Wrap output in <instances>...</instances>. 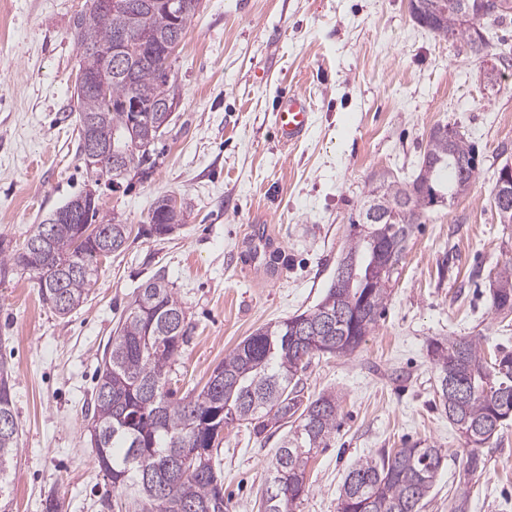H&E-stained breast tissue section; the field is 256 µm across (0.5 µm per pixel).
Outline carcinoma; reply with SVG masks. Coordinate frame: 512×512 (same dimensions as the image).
<instances>
[{
	"label": "carcinoma",
	"instance_id": "carcinoma-1",
	"mask_svg": "<svg viewBox=\"0 0 512 512\" xmlns=\"http://www.w3.org/2000/svg\"><path fill=\"white\" fill-rule=\"evenodd\" d=\"M72 19L71 35L79 56L78 72L93 78L90 86L74 85L78 150L84 152L90 131L112 136L116 148L147 173L150 147L164 133L157 107L176 98L169 79L172 60L167 49L174 30L185 32L197 8L170 13L160 0H119L114 10L97 7V0ZM444 12L422 9L412 15L420 26L444 40L459 41L478 59L490 52L485 34L460 22L463 7L502 19L512 15V0H447ZM126 38V70L114 72L105 52L117 35ZM478 162L475 144L460 133L453 144L444 138L427 143L418 174L400 181L382 173L369 185L364 202L381 199L396 210L389 223L370 224L368 231L349 234L343 254L355 260L357 272L368 277L373 244H388L386 260L401 262L413 227L438 206L465 193L476 178L469 166ZM181 223L182 214L165 216L153 208L150 231L159 236L167 222ZM83 223L105 234L114 254L123 249L129 225L107 217L100 198L83 216ZM80 225L48 216L28 229L23 246L43 243L56 257L78 268L70 275L52 264L31 267L18 249L0 242V276L18 269L33 274L44 303L65 317L83 305L97 282L100 260L97 237L79 240ZM491 289V311L512 313L503 297L512 295V265L500 268ZM390 277L362 282L336 276L324 298L313 308L275 324L258 328L242 340L212 370L207 383L181 399H171L168 376L187 335L186 312L173 289L159 277L139 288L126 314L108 340L92 400L90 445L112 488L132 490L128 505L134 512H227L224 480L215 470L222 433L247 424L257 435L284 428L276 450L273 478L279 487L263 496V512H294L308 492L306 469L314 450L326 444L336 429L340 405L333 394L303 400L299 375L310 358L322 351L352 353L376 326L389 297ZM325 330L324 347L304 351L293 345L302 328ZM429 353L438 370L437 393L448 421L463 434L470 451L466 471L479 466L477 448L498 435L497 419L512 410V352L489 356L480 341L465 337L435 339ZM217 407L223 416L195 429L194 416ZM0 512H9L10 470L19 450L11 373L0 364ZM202 436L206 458L185 462L192 438ZM442 449L416 442L393 453L358 460L349 470L339 497V512H421L443 466Z\"/></svg>",
	"mask_w": 512,
	"mask_h": 512
}]
</instances>
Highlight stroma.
<instances>
[{
	"label": "stroma",
	"mask_w": 512,
	"mask_h": 512,
	"mask_svg": "<svg viewBox=\"0 0 512 512\" xmlns=\"http://www.w3.org/2000/svg\"><path fill=\"white\" fill-rule=\"evenodd\" d=\"M86 0H0V240L20 248L41 222L91 180L76 150L79 56L70 27ZM481 61L411 17L409 0H201L175 53L179 105L155 146L149 179L100 187L105 213L131 226L104 260L83 306L57 316L29 274L0 279V363L13 371L19 453L12 512H118L121 498L90 446L94 372L134 292L155 276L173 286L189 323L169 374L185 392L257 328L315 306L336 275L350 219L374 173L412 178L429 131L451 124L474 142L469 190L415 225L378 325L346 356L314 355L307 397L333 392L340 419L308 467L295 512H338L349 468L381 449L423 441L446 460L423 512H512V422L479 449L466 442L436 394L430 340L474 337L512 350V326L490 309L499 268L512 264V224L491 203L493 173L512 164V65L496 85ZM306 92L312 123L288 144L276 103ZM187 210L173 234L148 235L158 198ZM277 250L263 271L243 261L250 226ZM281 432L224 433L219 458L228 512H259Z\"/></svg>",
	"instance_id": "obj_1"
}]
</instances>
